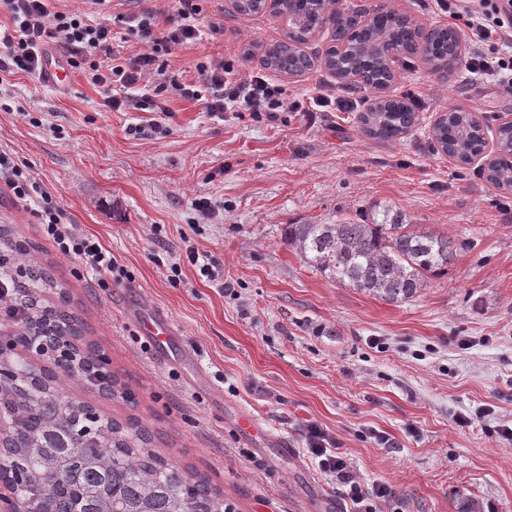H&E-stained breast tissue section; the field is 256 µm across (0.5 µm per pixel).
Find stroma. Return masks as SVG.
Here are the masks:
<instances>
[{
    "instance_id": "stroma-1",
    "label": "stroma",
    "mask_w": 512,
    "mask_h": 512,
    "mask_svg": "<svg viewBox=\"0 0 512 512\" xmlns=\"http://www.w3.org/2000/svg\"><path fill=\"white\" fill-rule=\"evenodd\" d=\"M384 4L415 25L444 27L425 0H338L339 10ZM169 0H118L101 14L117 34L115 51L135 40L122 15L143 8L165 22ZM202 25L218 38L174 47L168 73L196 80L210 57L238 69L249 43L283 36L269 15L236 13L231 0H202ZM389 97L421 96L416 126L381 144L349 112L308 118L245 107L213 117L174 89L170 116L100 107L98 88L72 70L54 90L18 73L0 86V149L29 162L60 202L65 222L96 237L128 276H83L78 259L60 255L28 203L0 180V214L17 239L31 242L33 267L49 269L55 304L67 293L85 336L103 352L118 384L112 398L64 376L65 395L103 415L139 418L171 458L206 474L236 512H352L335 479L305 448L315 421L339 439L356 475L393 491L385 512H456L458 493L486 512H512V443L485 429L512 422V195L488 182L480 162L463 166L437 151L432 125L454 106L470 108L487 148L512 114L483 77L445 79L419 59L400 56ZM289 101L313 92L342 93L321 65L302 76L273 73ZM207 199L202 217L196 202ZM391 205L411 221L451 238L458 248L448 273L413 300L385 302L332 281L304 262L283 234L287 224L369 219ZM219 263L227 288L215 287L185 259L186 246ZM171 318V354L195 353L199 365L156 359L140 330L154 309ZM254 414L267 437L243 439L239 412ZM470 419L467 426L456 415Z\"/></svg>"
}]
</instances>
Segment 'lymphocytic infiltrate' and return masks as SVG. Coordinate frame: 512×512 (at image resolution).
<instances>
[{"label":"lymphocytic infiltrate","mask_w":512,"mask_h":512,"mask_svg":"<svg viewBox=\"0 0 512 512\" xmlns=\"http://www.w3.org/2000/svg\"><path fill=\"white\" fill-rule=\"evenodd\" d=\"M432 10L446 15L468 39L465 71L492 79L500 93L511 97L512 0H433ZM0 11L11 20L10 28L0 31V84L20 72L43 76L46 56L54 50L70 67L83 71L88 83L99 88L103 107L113 112L125 111L134 90L164 79V57L172 47L221 32L215 24L200 29L199 0H176L162 30L156 27L154 11L127 14L128 30L138 48L124 57L112 47L111 26L93 22L89 12L57 9L54 0H0ZM197 74L195 82L178 84L177 89L183 99L198 103L211 115L240 105L272 115L285 105L282 87L261 73L243 75L223 61L206 60L198 63ZM0 179L17 199L32 203L43 234L61 254L80 258L85 271H107L118 281L124 278L109 250L63 222L59 202L36 180L28 163L0 150ZM304 435L319 470L336 478L354 512H383L393 496L388 486L364 487L339 441L317 422H308Z\"/></svg>","instance_id":"1"}]
</instances>
